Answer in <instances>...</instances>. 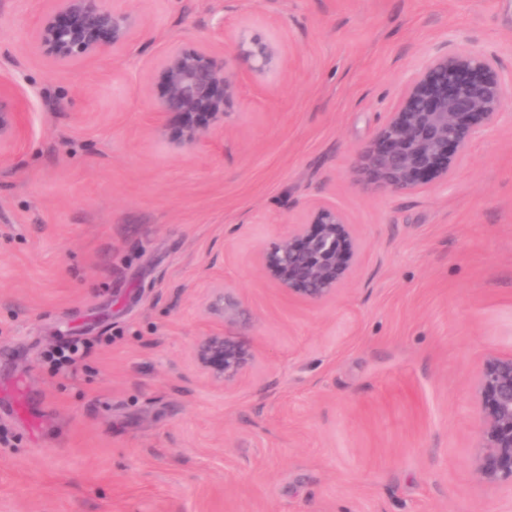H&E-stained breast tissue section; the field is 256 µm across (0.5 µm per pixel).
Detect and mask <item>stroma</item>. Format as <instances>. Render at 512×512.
<instances>
[{
  "label": "stroma",
  "mask_w": 512,
  "mask_h": 512,
  "mask_svg": "<svg viewBox=\"0 0 512 512\" xmlns=\"http://www.w3.org/2000/svg\"><path fill=\"white\" fill-rule=\"evenodd\" d=\"M53 5L0 0L29 133L0 165V512H512V483L476 470L477 374L512 355V107L446 182L353 174L434 57L480 53L512 85V0H131L128 49L71 67L35 45ZM240 36L284 67L255 75ZM175 42L240 81L223 136L179 152L150 132ZM318 199L363 249L335 299L300 305L257 256ZM213 281L250 318L227 388L192 361Z\"/></svg>",
  "instance_id": "obj_1"
}]
</instances>
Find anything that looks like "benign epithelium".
<instances>
[{
    "label": "benign epithelium",
    "mask_w": 512,
    "mask_h": 512,
    "mask_svg": "<svg viewBox=\"0 0 512 512\" xmlns=\"http://www.w3.org/2000/svg\"><path fill=\"white\" fill-rule=\"evenodd\" d=\"M126 0H55L35 27V40L56 65L89 63L106 49L125 51L140 25ZM233 48L253 59L255 72L283 64L272 40H236ZM151 79L162 87L152 102L154 134L174 150L201 145L224 134V119L239 94L237 78L206 44H171L155 62ZM512 105L492 61L475 52L433 59L403 90L385 123L356 151L354 170L361 184L387 194H409L448 179L465 156L479 124H495ZM27 103L0 83V164L11 161L26 138ZM181 125L169 133L167 119ZM361 251L346 216L326 201L309 206L300 222L262 246L264 277L288 299L320 304L336 296L354 272ZM207 316L220 327L196 339L192 357L215 385L235 384L254 354L226 328L239 323L242 303L224 283L208 288ZM481 401L477 471L491 485L512 481V356L490 357L477 376Z\"/></svg>",
    "instance_id": "7a95c632"
}]
</instances>
